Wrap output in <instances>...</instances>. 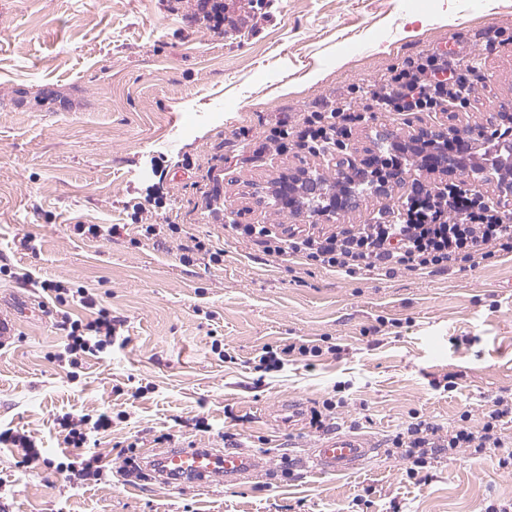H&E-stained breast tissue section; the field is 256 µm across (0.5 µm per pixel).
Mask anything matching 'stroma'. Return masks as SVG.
I'll use <instances>...</instances> for the list:
<instances>
[{"instance_id":"stroma-1","label":"stroma","mask_w":512,"mask_h":512,"mask_svg":"<svg viewBox=\"0 0 512 512\" xmlns=\"http://www.w3.org/2000/svg\"><path fill=\"white\" fill-rule=\"evenodd\" d=\"M211 29L196 0H0V430L31 435L47 457L65 448L64 414L112 413L93 453L102 480L69 482L25 468L0 444L7 512H512V420L504 447L460 448L415 478L389 438L412 414L450 427L481 422L512 395V257L473 271L343 277L288 270L228 224L292 225L255 193L305 166L335 177L305 151H256L279 119L348 97L388 69L467 32L491 76L467 107L354 127L348 150L378 156L377 135L407 149L420 129L490 123L512 102V41L483 52L487 32L512 38V0H481L451 25L401 40L404 22L447 10V0H223ZM344 65H337V58ZM303 90L290 82L311 71ZM223 118H209L215 109ZM181 225L224 250L222 266L179 260L178 237L147 239L139 225ZM81 224H116L94 238ZM35 241L31 250L22 238ZM81 285L121 327L112 347L72 369L58 361L66 333L55 312H28L41 292L23 278ZM301 339L342 348L314 366L261 373L263 347ZM454 381L445 390L443 380ZM335 401L332 428L379 447L353 473L285 470L318 439L310 410ZM256 455L259 471L231 485L169 492L129 482L119 443L157 437Z\"/></svg>"}]
</instances>
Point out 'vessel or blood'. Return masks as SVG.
<instances>
[{
    "label": "vessel or blood",
    "instance_id": "1",
    "mask_svg": "<svg viewBox=\"0 0 512 512\" xmlns=\"http://www.w3.org/2000/svg\"><path fill=\"white\" fill-rule=\"evenodd\" d=\"M363 437L336 434L315 443L299 465L315 475L344 474L356 469L373 452ZM144 463L158 485L172 489L175 482L199 485L225 481L233 483L256 471L257 457L235 449L216 450L178 444L150 453Z\"/></svg>",
    "mask_w": 512,
    "mask_h": 512
}]
</instances>
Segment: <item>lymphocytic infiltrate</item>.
<instances>
[{
    "label": "lymphocytic infiltrate",
    "mask_w": 512,
    "mask_h": 512,
    "mask_svg": "<svg viewBox=\"0 0 512 512\" xmlns=\"http://www.w3.org/2000/svg\"><path fill=\"white\" fill-rule=\"evenodd\" d=\"M483 80L479 56L447 59L421 53L391 68L380 82L369 85L366 93L382 111L397 119L465 106ZM365 120V113L351 100L341 99L328 111L306 113L295 124L276 121L264 141L283 152L292 144L311 152L338 147L351 129ZM224 230L261 247L273 260L348 277L363 273L391 277L403 270L430 276L453 267L465 272L512 255V219L484 195L460 188L436 192L420 186L413 189L403 208L377 215L374 223L340 224L318 234L294 227L279 231L271 224H228ZM37 286L59 308L70 365L80 366L84 357L111 346L116 330L112 312L97 305L87 288L47 279L38 281ZM74 306L91 310V318H73L70 309ZM507 417L512 418V403L499 397L480 424H472L467 412L451 428L421 418L394 435L390 444L408 462L406 475L411 478L424 466L426 456L444 449L502 447L499 424ZM59 426L68 449L54 460L43 458L31 436L14 435L10 441L21 448L27 467L52 466L76 483L100 480V456L85 454L84 449L91 434L111 429V416L103 412L78 421L65 416Z\"/></svg>",
    "instance_id": "obj_1"
}]
</instances>
